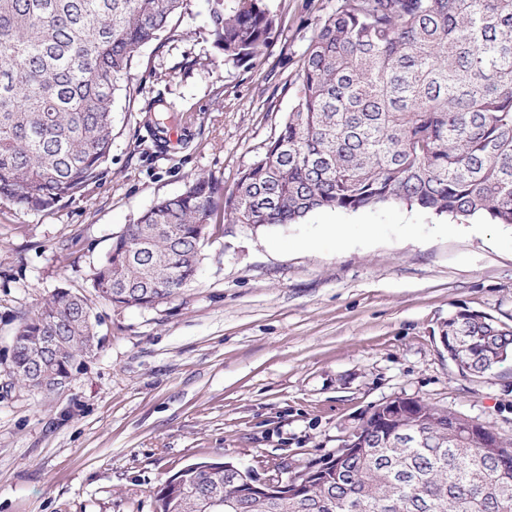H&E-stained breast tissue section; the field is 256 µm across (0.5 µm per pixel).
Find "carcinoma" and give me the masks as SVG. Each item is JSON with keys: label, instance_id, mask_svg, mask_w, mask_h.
Here are the masks:
<instances>
[{"label": "carcinoma", "instance_id": "carcinoma-1", "mask_svg": "<svg viewBox=\"0 0 512 512\" xmlns=\"http://www.w3.org/2000/svg\"><path fill=\"white\" fill-rule=\"evenodd\" d=\"M187 0H0V199L30 211L88 195L107 173L112 113L135 57L160 44ZM210 35L234 64L266 55L277 31L267 0H215ZM512 224V0H337L315 22L296 102L265 157L227 190L198 176L117 236L92 288L114 307L152 308L196 277L214 215L261 228L322 210L384 204ZM467 370L512 359V326L477 311L448 316ZM51 342L47 378L69 380L98 343L85 296L57 288L15 333L13 372ZM386 431L347 428L362 454L294 473L298 498L242 494L222 461L189 464L156 492L157 512H206L218 491L231 512H512V441L486 448L488 427L456 436L460 416L426 402Z\"/></svg>", "mask_w": 512, "mask_h": 512}]
</instances>
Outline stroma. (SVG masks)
Segmentation results:
<instances>
[{
	"instance_id": "stroma-1",
	"label": "stroma",
	"mask_w": 512,
	"mask_h": 512,
	"mask_svg": "<svg viewBox=\"0 0 512 512\" xmlns=\"http://www.w3.org/2000/svg\"><path fill=\"white\" fill-rule=\"evenodd\" d=\"M269 4V52L236 65L208 34L212 0H189L174 36L138 54L94 191L43 212L0 199V512H155L160 485L202 459L297 471L396 396L512 439V359L462 372L439 339L463 309L512 325V225L403 204L224 224L179 296L116 308L92 288L158 198L200 174L233 188L280 133L312 20L336 0ZM157 100L183 116L164 151ZM60 287L87 297L100 343L65 388L40 390L13 374V337Z\"/></svg>"
}]
</instances>
